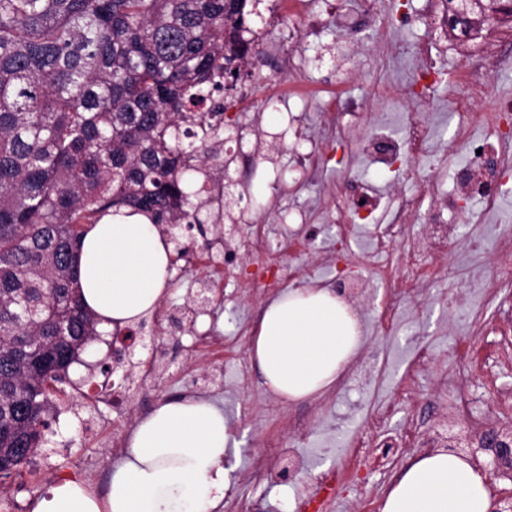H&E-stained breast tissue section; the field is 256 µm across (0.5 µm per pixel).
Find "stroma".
Returning <instances> with one entry per match:
<instances>
[{"label":"stroma","mask_w":512,"mask_h":512,"mask_svg":"<svg viewBox=\"0 0 512 512\" xmlns=\"http://www.w3.org/2000/svg\"><path fill=\"white\" fill-rule=\"evenodd\" d=\"M351 26L340 24L335 14H323L315 35L304 38L302 15L269 20L260 34L265 51L260 79L250 82V93L237 110L224 115L227 127H241L244 140L255 143L256 157L249 170H238L232 160L224 162V196L230 199L231 218L221 224L223 234L245 235L248 225L277 227L281 217L302 213L307 218L310 242L306 251L290 257V264L315 266L312 285L335 287L337 277L358 283L360 290L351 301L358 313L366 339L364 347L336 385L316 398L290 402L274 398L273 408L262 401L267 389L255 378L252 390L238 387L237 366L249 363L251 338H239L244 325H258L264 306L278 291L303 286V279L281 281L277 288L254 296L241 284L260 270L261 262L243 259L226 269L225 287L213 299L219 318L211 330L217 337H237V348L223 360L196 351L194 325L187 311L189 300L199 287L201 275L192 271L181 280L170 281L160 301L174 320L163 342L145 333L108 344L94 342L71 365L74 381L93 378L96 384L125 381L132 385L131 363L156 356L164 370L154 391L133 389L129 410L120 419L81 391L51 392L45 407L50 423L46 442L24 464L23 488L0 493V502L12 512H33L58 479L84 480L91 491L104 493L110 471L119 455L112 449L113 435L129 437L137 421L166 400L195 396L223 407L231 418L236 440L228 448L224 464L230 470L231 490L250 495L255 512H295L297 498L316 493L314 478L352 460L357 470L354 481L328 498L323 512H360L361 502L372 498L371 512H380L382 501L401 471L417 456L416 448L398 449L394 466H387L375 454L350 458L347 442L357 433L369 407L378 400L394 401L396 413L390 431L398 433L406 414L425 407L434 398V379L426 377L411 387L403 380L417 351H426L432 365L443 368L454 362V350L469 340L479 351L471 367V389L476 412L484 427L512 429V270L493 262L482 246L483 240L498 236L512 225V190L505 192L497 208L487 212L479 196L466 198L459 211L449 214L455 236L448 247V262L467 267L481 266L485 276L497 282L496 299L485 298L471 284L439 280L435 288L416 302L399 308L393 325L382 327L378 307L385 287L373 280L369 270L350 264L336 251V192L345 184L372 182L381 203L369 219H354L349 247L369 250L376 225L387 223L388 204L408 193L402 166L380 168L355 151L356 142L369 137L374 125L391 123L401 130L405 114H415L426 124L431 151L420 164L430 171L441 192L452 194L458 187L454 170L460 156L453 147L455 104L448 94V81L466 69L481 53V45L463 46L430 16L427 0H342ZM407 46L396 58L378 50L380 28ZM484 35L496 41L507 56L498 71L483 74L486 95L512 99V18L496 14L486 23ZM429 46L437 78L428 82L423 98L401 103H380L372 95L375 85L388 82L409 84L418 80L421 65L417 51ZM364 100L363 120L351 128L350 141L339 143L327 132L330 94ZM296 117L287 123L286 114ZM308 145L318 150L316 164L300 168L296 150ZM482 305L486 326L473 334L471 310ZM306 423L309 438L287 449L277 458H267L268 467L281 470L291 465L293 478L273 483L260 479L254 463L267 457L266 444L289 435L291 422ZM479 430L454 415L436 419L431 446L450 447L472 454L481 469H488L491 457L478 448Z\"/></svg>","instance_id":"obj_1"}]
</instances>
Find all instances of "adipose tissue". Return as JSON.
<instances>
[{"label": "adipose tissue", "instance_id": "adipose-tissue-1", "mask_svg": "<svg viewBox=\"0 0 512 512\" xmlns=\"http://www.w3.org/2000/svg\"><path fill=\"white\" fill-rule=\"evenodd\" d=\"M170 245L143 214L124 208L93 225L79 253L81 300L101 331L137 324L166 289ZM363 343L360 321L327 287L293 288L269 300L250 356L265 386L299 401L332 388ZM231 425L210 402L158 404L135 425L104 494L58 480L34 512H218L230 484ZM487 475L451 450L416 457L381 512H490Z\"/></svg>", "mask_w": 512, "mask_h": 512}]
</instances>
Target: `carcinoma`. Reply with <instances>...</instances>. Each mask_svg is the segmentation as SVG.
<instances>
[{
	"label": "carcinoma",
	"mask_w": 512,
	"mask_h": 512,
	"mask_svg": "<svg viewBox=\"0 0 512 512\" xmlns=\"http://www.w3.org/2000/svg\"><path fill=\"white\" fill-rule=\"evenodd\" d=\"M471 31L503 0H445ZM251 0H0V480L42 446L50 383L101 332L86 232L130 208L175 236L224 217V80Z\"/></svg>",
	"instance_id": "obj_1"
}]
</instances>
